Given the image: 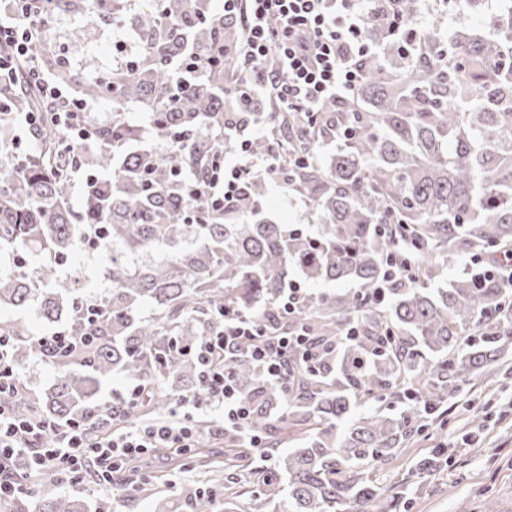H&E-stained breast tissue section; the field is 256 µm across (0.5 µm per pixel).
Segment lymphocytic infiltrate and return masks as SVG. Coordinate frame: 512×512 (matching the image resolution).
I'll list each match as a JSON object with an SVG mask.
<instances>
[{
  "instance_id": "obj_1",
  "label": "lymphocytic infiltrate",
  "mask_w": 512,
  "mask_h": 512,
  "mask_svg": "<svg viewBox=\"0 0 512 512\" xmlns=\"http://www.w3.org/2000/svg\"><path fill=\"white\" fill-rule=\"evenodd\" d=\"M41 2L7 0L0 10V88L11 86L19 60L32 56V24ZM222 10L226 20L242 29L240 40L227 50L238 62L250 99L273 97L282 112L314 114L341 102L360 84L359 60L374 51L364 36L359 0H224ZM35 82L44 105L55 112L70 139L87 141L90 102L69 97L47 76H36ZM237 146L240 163L229 167L216 162L210 181L191 182L190 199L231 208L256 175L279 170L280 151L255 154L247 138L239 139ZM243 345L267 380L276 384L286 381L289 360L299 358L312 366L322 356L305 330L273 334L262 331L250 314H225L223 331L195 345L198 383L175 399L168 419L114 429L93 439L76 421L25 419L14 413L9 398L24 375L13 364L12 338L0 336V512L14 497L30 493L13 469L16 456L27 455L32 469L69 484L81 483L86 468H93L98 487L104 489L129 457L151 448L199 447L205 435L194 412L203 407L220 414L225 430L244 435L252 447H262L261 434L250 427L248 395L224 367Z\"/></svg>"
}]
</instances>
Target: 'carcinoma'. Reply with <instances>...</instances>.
Returning a JSON list of instances; mask_svg holds the SVG:
<instances>
[{
  "instance_id": "1",
  "label": "carcinoma",
  "mask_w": 512,
  "mask_h": 512,
  "mask_svg": "<svg viewBox=\"0 0 512 512\" xmlns=\"http://www.w3.org/2000/svg\"><path fill=\"white\" fill-rule=\"evenodd\" d=\"M419 0L368 4L365 36L376 52L360 59L362 81L341 107L311 124L303 112L265 115L267 124L298 129L303 150L326 135L343 140L327 166L290 168L277 177L295 185L320 218L314 233L288 224L248 221L244 210L262 196L266 177L247 187L241 205L214 210L203 199L188 208L187 175L205 176L224 150V126L255 120L240 92L225 80L237 61L218 48L238 29L204 0H159L130 13V0H43L46 22L32 54L42 71L73 96L112 106L93 119V149L72 157L97 176L81 206L71 203V170L54 113L44 109L26 70L0 94V305L38 303L40 317L63 321L93 340L80 352L52 358V387L19 407L60 422L77 420L98 436L112 427L92 414L101 387L120 372L155 389L152 397L115 417L131 425L170 409L178 387L197 383L198 366L171 347H193L224 325V309L256 315L276 333L305 326L324 350L313 369L299 368L287 384H268L262 368L241 354L227 370L251 392L252 429L275 428L297 446L271 469L255 463L254 448H229L224 484L250 468L259 493L254 512H374L380 498L371 469L404 452L472 381L495 382L512 355L509 291L500 278L475 273L446 288H429L443 263L459 254L512 246V21L495 20L494 38L462 39L436 29L408 43L392 29L418 16ZM93 15L136 35V65L80 77L54 48L53 17ZM138 104L146 122L130 123L124 108ZM41 113L37 150H12L13 124ZM168 142L164 150L153 141ZM106 228L90 245V225ZM112 249L97 296L105 317L82 314L91 296L63 270L72 254ZM409 255L418 283L395 280L384 301L371 300L384 280V256ZM159 253L140 271L128 254ZM308 281L355 283L334 295H311L294 322L274 309L290 275ZM156 314L142 318V304ZM360 335L345 339L350 323ZM23 367L43 356L24 318L0 320ZM200 492L192 512H214ZM35 512H85L66 496L46 495Z\"/></svg>"
}]
</instances>
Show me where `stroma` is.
I'll list each match as a JSON object with an SVG mask.
<instances>
[{
	"instance_id": "35a3bbf8",
	"label": "stroma",
	"mask_w": 512,
	"mask_h": 512,
	"mask_svg": "<svg viewBox=\"0 0 512 512\" xmlns=\"http://www.w3.org/2000/svg\"><path fill=\"white\" fill-rule=\"evenodd\" d=\"M496 9L495 0H484L476 13L461 8L458 0H423L421 16L447 34L486 38L494 33L491 18ZM78 25V20L65 14L53 22L58 44L84 71L123 62L134 50L130 43L118 46L112 32L104 29L92 30L90 42L79 41L74 36ZM258 215L307 227L316 221L304 197L272 179L259 200ZM503 386L497 406L488 409L482 425H472L465 411H456L444 429L431 430L428 437L412 442L396 460L372 473L382 500L397 504L410 493L416 500L412 512H483L489 497L496 512H512V424L498 420L499 409L512 403V376L504 379ZM438 447L445 450L444 462L420 471L419 463ZM203 449L204 456L188 460L180 455H142L141 471L150 481L141 490L127 483L98 495L78 485L68 494L84 499L88 512H153L158 497L172 500L176 512H191L189 493L207 487L212 481L210 461L224 458L221 438L208 439Z\"/></svg>"
}]
</instances>
